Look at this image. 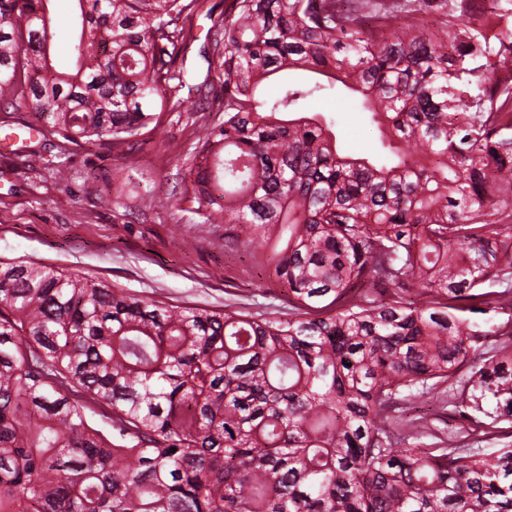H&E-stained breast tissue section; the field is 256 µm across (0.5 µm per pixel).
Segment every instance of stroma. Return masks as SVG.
<instances>
[{"instance_id":"obj_1","label":"stroma","mask_w":512,"mask_h":512,"mask_svg":"<svg viewBox=\"0 0 512 512\" xmlns=\"http://www.w3.org/2000/svg\"><path fill=\"white\" fill-rule=\"evenodd\" d=\"M205 5L183 23L193 42L176 62L184 85L208 83L202 49L210 21ZM52 49L63 66L74 36L75 0H52ZM206 100L193 95L181 109L162 113L157 126L143 129L127 145L135 156L127 166L119 150L77 146L57 136H31L27 102L0 104V259L24 258L98 277L130 292L182 307L247 304L251 312L284 318L288 291L271 271V246L231 242L229 224H203L184 198L193 149L206 127L219 122ZM304 111L331 122L340 149L356 154L379 143L368 113L348 92L331 89L301 103ZM65 171L58 179L57 171Z\"/></svg>"}]
</instances>
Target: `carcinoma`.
Listing matches in <instances>:
<instances>
[{
	"instance_id": "1",
	"label": "carcinoma",
	"mask_w": 512,
	"mask_h": 512,
	"mask_svg": "<svg viewBox=\"0 0 512 512\" xmlns=\"http://www.w3.org/2000/svg\"><path fill=\"white\" fill-rule=\"evenodd\" d=\"M48 2L0 0V96L75 144L158 122L199 0H77L73 72ZM429 2L366 0L369 24L330 0L208 10L224 120L185 194L238 244L279 233L289 318L1 259L0 512H512V448L475 447L512 437V315L490 317L512 311V0L435 31ZM337 87L390 157L340 152L300 107ZM427 395L456 430L405 419Z\"/></svg>"
}]
</instances>
